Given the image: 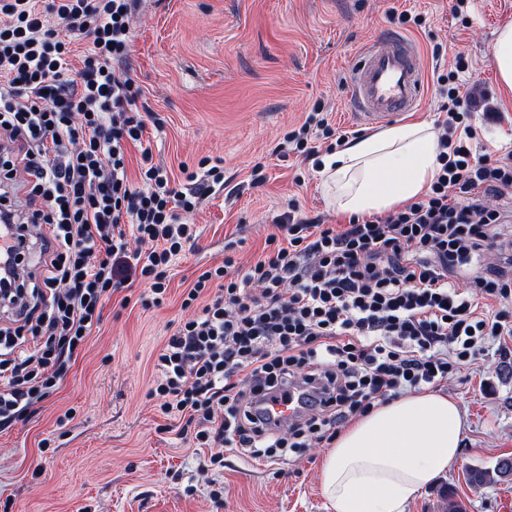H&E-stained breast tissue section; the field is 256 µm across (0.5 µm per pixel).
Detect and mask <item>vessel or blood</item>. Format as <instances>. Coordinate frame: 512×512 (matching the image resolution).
Here are the masks:
<instances>
[{"mask_svg":"<svg viewBox=\"0 0 512 512\" xmlns=\"http://www.w3.org/2000/svg\"><path fill=\"white\" fill-rule=\"evenodd\" d=\"M351 101L365 127L378 129L421 108L425 72L415 45L400 36H383L370 42L350 71ZM306 390L288 386L261 403L263 418L285 424L304 409Z\"/></svg>","mask_w":512,"mask_h":512,"instance_id":"obj_1","label":"vessel or blood"}]
</instances>
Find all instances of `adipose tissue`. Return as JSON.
Segmentation results:
<instances>
[{"label": "adipose tissue", "instance_id": "1", "mask_svg": "<svg viewBox=\"0 0 512 512\" xmlns=\"http://www.w3.org/2000/svg\"><path fill=\"white\" fill-rule=\"evenodd\" d=\"M429 126L403 124L323 159L339 209L369 215L422 194L437 163ZM464 428L451 397L420 392L381 404L337 435L320 473L334 512H404L457 457Z\"/></svg>", "mask_w": 512, "mask_h": 512}]
</instances>
